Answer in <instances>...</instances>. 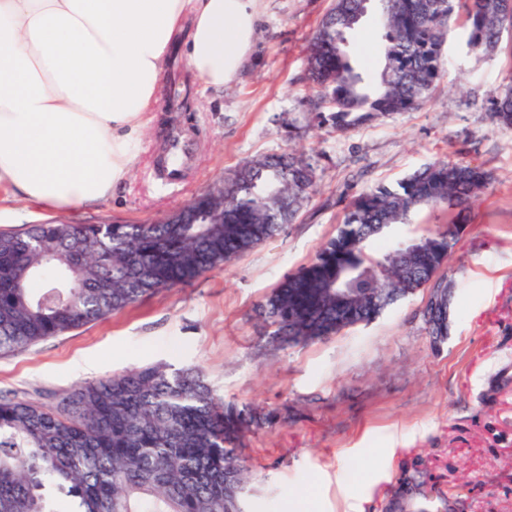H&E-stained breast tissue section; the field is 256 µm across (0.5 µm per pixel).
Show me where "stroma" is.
I'll use <instances>...</instances> for the list:
<instances>
[{
	"mask_svg": "<svg viewBox=\"0 0 512 512\" xmlns=\"http://www.w3.org/2000/svg\"><path fill=\"white\" fill-rule=\"evenodd\" d=\"M330 7L256 0L252 44L220 90L205 87L172 45L157 110L111 198L56 212L0 202V231L150 224L246 161L297 149L316 166V192L284 233L190 283L0 355V395L53 407L80 383L136 366H197L224 399L279 414L243 438L245 512H287L301 499L311 512H343L348 502L355 512H512V127L492 124L488 112L512 73V34L483 54L456 26L444 67L463 90L443 79L420 110L339 130L318 118L307 79V45ZM381 35L371 12L347 36L368 82L382 66ZM174 127L195 144L178 182L160 171ZM437 160L492 175L439 271L453 285L447 340L434 345L424 329L425 287L370 324L305 346L268 343L257 304L335 235L348 202Z\"/></svg>",
	"mask_w": 512,
	"mask_h": 512,
	"instance_id": "stroma-1",
	"label": "stroma"
}]
</instances>
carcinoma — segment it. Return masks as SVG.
<instances>
[{"label":"carcinoma","mask_w":512,"mask_h":512,"mask_svg":"<svg viewBox=\"0 0 512 512\" xmlns=\"http://www.w3.org/2000/svg\"><path fill=\"white\" fill-rule=\"evenodd\" d=\"M362 0H333L308 47V71L336 127L373 115L421 108L443 76V48L463 19L467 45L494 49L512 30L506 0H372L384 30L383 67L364 83L345 51ZM492 122L512 126V74L490 101ZM224 197L210 196L197 223L33 224L0 232V353L36 343L135 304L141 298L226 264L293 223L315 190L311 157L271 155L224 178ZM490 183L484 170L435 162L395 187L355 196L343 224L315 258L288 274L259 304L271 341L304 345L368 324L399 299L437 278L448 257L431 252L415 271L392 269L388 301L370 305L374 261L395 250L377 247L383 232L420 209H446L456 218L415 236L457 243L459 217ZM216 215L219 223L206 219ZM349 265L341 287L353 296L336 306V259ZM434 343L448 338V317L427 304ZM216 395L199 370L145 365L80 385L62 409L0 397V512H244L249 473L238 447L244 434L274 422Z\"/></svg>","instance_id":"obj_1"}]
</instances>
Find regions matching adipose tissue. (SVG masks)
Masks as SVG:
<instances>
[{"label":"adipose tissue","mask_w":512,"mask_h":512,"mask_svg":"<svg viewBox=\"0 0 512 512\" xmlns=\"http://www.w3.org/2000/svg\"><path fill=\"white\" fill-rule=\"evenodd\" d=\"M251 0H0V190L76 210L109 198L181 44L222 89L249 48ZM192 31L180 39L184 16Z\"/></svg>","instance_id":"adipose-tissue-1"}]
</instances>
